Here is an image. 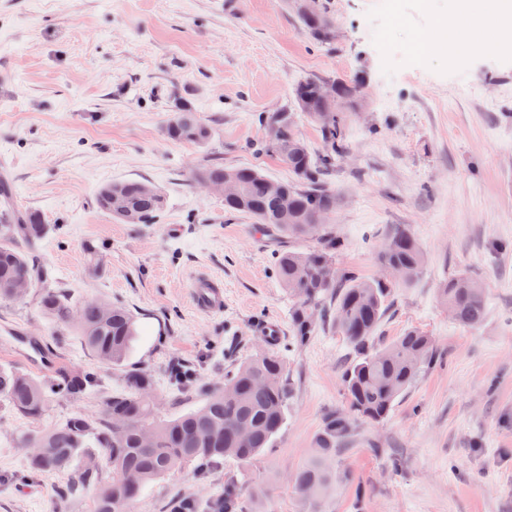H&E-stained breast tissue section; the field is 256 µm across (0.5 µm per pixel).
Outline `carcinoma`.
<instances>
[{
  "instance_id": "obj_1",
  "label": "carcinoma",
  "mask_w": 512,
  "mask_h": 512,
  "mask_svg": "<svg viewBox=\"0 0 512 512\" xmlns=\"http://www.w3.org/2000/svg\"><path fill=\"white\" fill-rule=\"evenodd\" d=\"M299 17L311 38L331 44L325 30L332 21L321 0H307ZM319 85L317 80H300L293 100L297 112L319 126L327 152L313 153L298 136L296 115L276 112L262 118L267 150L288 165L292 180L276 182L257 168L219 163L206 164L191 176L195 184L235 180L237 197L224 203L225 211L248 216L283 236L316 242L307 251L284 250L274 263L276 276L292 301L295 341L302 343L315 333L318 315L321 323L332 324L346 339L353 353L341 370L347 410L326 419L313 457L295 476L298 488L316 499L327 495L333 486L332 462L353 424L383 421L419 377L441 359L432 337L418 328H409L388 342L377 341L392 290L413 281L424 264L423 252L410 233H395L381 246L380 260L389 272L387 277L361 279L336 265L341 242L330 221L337 198L327 186V177L347 145L338 114L323 111ZM164 135L172 141L204 144L211 129L200 123L195 113L181 109L165 126ZM273 182L277 193L270 191ZM109 187L110 198L106 195ZM96 200L101 210L123 224H152L166 208V198L156 186L134 179L102 185ZM0 201V298L18 297L16 284L29 282L38 289L41 310L59 323L75 325L98 362H123L136 334L129 309L99 300L73 307L55 285L51 270L27 254L46 237L41 216L35 211L15 212L3 184ZM440 298L456 323L472 329L483 324L486 299L479 279L455 274L440 289ZM35 348L48 358L42 376L0 368V398L14 414L37 419L53 400L73 399L99 386L95 371L59 361L48 347L37 344ZM151 386L147 375L132 374L121 391L105 397L102 416H73L25 437L30 471L64 473L81 461L77 484L66 489L70 495L95 483L101 466L106 465L112 469V480L99 488L94 512H130L151 482L172 471L194 467L204 473L220 460L248 464L267 452L285 424L294 380L279 352L261 350L231 362L224 384L206 389L201 406L166 420L154 417L147 398ZM243 425L249 429L246 436L240 433ZM92 442L105 449L104 456L86 452ZM169 509L243 512L239 490L232 482L225 483L224 493L207 504L181 497L172 500Z\"/></svg>"
}]
</instances>
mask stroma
Here are the masks:
<instances>
[{
  "label": "stroma",
  "mask_w": 512,
  "mask_h": 512,
  "mask_svg": "<svg viewBox=\"0 0 512 512\" xmlns=\"http://www.w3.org/2000/svg\"><path fill=\"white\" fill-rule=\"evenodd\" d=\"M452 2L323 0L338 32L325 47L305 32L299 0H0V176L11 204L47 225L38 254L73 305L118 302L137 325L127 359L101 367L76 328L42 314L34 296L0 298V366L41 373L12 342L25 336L97 368L101 380L36 420L0 401V512H93L94 489L68 497L65 475L31 474L23 436L101 414L104 395L137 372L153 381L157 418L196 408L201 396L172 386L169 366L188 364L201 385H216L231 359L264 345L267 324L277 326L275 347L295 380L274 449L206 476L167 474L132 512H167L176 496L207 501L228 478L246 512H512V51L414 54ZM303 77L360 88L339 108L348 151L327 180L345 243L340 267L382 276L379 242L398 229L412 234L425 265L395 290L379 334L418 328L442 354L387 419L355 424L320 499L301 494L294 478L327 415L346 409L340 366L352 351L325 325L306 344L291 343L273 258L309 244L260 231L190 182L208 163L290 180L281 159L259 152L267 131L257 116L289 111ZM180 106L210 127L206 144L165 137ZM123 179L164 193L156 223L120 224L98 208L99 187ZM91 245L101 252L94 278ZM460 272L485 286L487 315L476 329L453 321L438 299ZM198 273L223 280V314L193 308L188 284Z\"/></svg>",
  "instance_id": "35a3bbf8"
}]
</instances>
